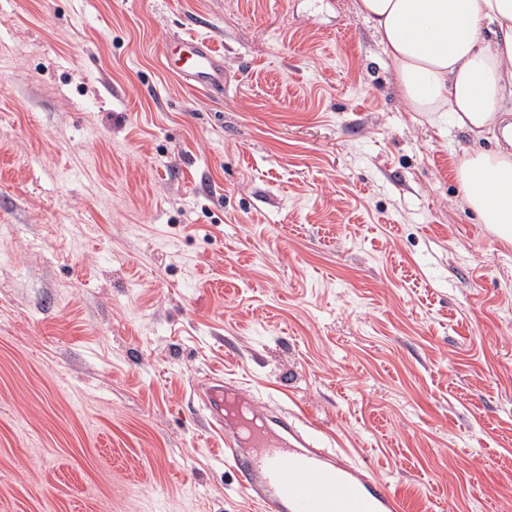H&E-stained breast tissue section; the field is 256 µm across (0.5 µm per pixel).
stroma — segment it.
Segmentation results:
<instances>
[{
  "instance_id": "obj_1",
  "label": "stroma",
  "mask_w": 512,
  "mask_h": 512,
  "mask_svg": "<svg viewBox=\"0 0 512 512\" xmlns=\"http://www.w3.org/2000/svg\"><path fill=\"white\" fill-rule=\"evenodd\" d=\"M357 2L0 0V512H259L211 376L409 512H512V243L454 173L492 143ZM173 47H179L174 54ZM163 61L169 71L196 88L224 91V57L205 38L173 35Z\"/></svg>"
}]
</instances>
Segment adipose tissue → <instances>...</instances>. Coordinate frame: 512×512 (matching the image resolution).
I'll use <instances>...</instances> for the list:
<instances>
[{"instance_id":"1","label":"adipose tissue","mask_w":512,"mask_h":512,"mask_svg":"<svg viewBox=\"0 0 512 512\" xmlns=\"http://www.w3.org/2000/svg\"><path fill=\"white\" fill-rule=\"evenodd\" d=\"M412 111L445 112L455 126L497 140L461 156L467 205L512 242V0H359Z\"/></svg>"}]
</instances>
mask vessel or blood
Returning a JSON list of instances; mask_svg holds the SVG:
<instances>
[{"mask_svg":"<svg viewBox=\"0 0 512 512\" xmlns=\"http://www.w3.org/2000/svg\"><path fill=\"white\" fill-rule=\"evenodd\" d=\"M167 45L163 61L169 71L194 87L223 90L224 58L209 40L175 35ZM201 388L237 484L262 512H405L401 496L369 467L335 449L314 447L288 417L265 416L261 427L225 425V398L242 397L233 382L209 378Z\"/></svg>","mask_w":512,"mask_h":512,"instance_id":"b4317fda","label":"vessel or blood"}]
</instances>
